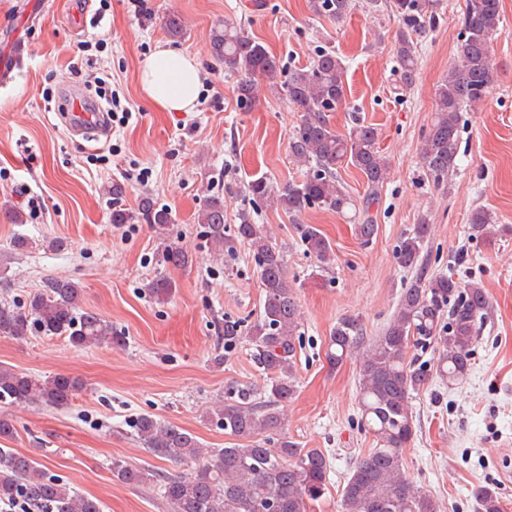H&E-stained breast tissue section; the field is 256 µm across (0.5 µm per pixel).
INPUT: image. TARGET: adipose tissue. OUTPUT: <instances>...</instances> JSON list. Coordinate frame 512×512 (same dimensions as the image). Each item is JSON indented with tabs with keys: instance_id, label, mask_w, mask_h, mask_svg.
I'll return each mask as SVG.
<instances>
[{
	"instance_id": "obj_1",
	"label": "adipose tissue",
	"mask_w": 512,
	"mask_h": 512,
	"mask_svg": "<svg viewBox=\"0 0 512 512\" xmlns=\"http://www.w3.org/2000/svg\"><path fill=\"white\" fill-rule=\"evenodd\" d=\"M139 82L149 99L167 112L193 111L202 90L196 62L163 44L155 48L139 75Z\"/></svg>"
}]
</instances>
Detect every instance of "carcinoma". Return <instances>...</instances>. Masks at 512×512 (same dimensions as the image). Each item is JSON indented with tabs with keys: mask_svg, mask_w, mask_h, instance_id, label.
Wrapping results in <instances>:
<instances>
[{
	"mask_svg": "<svg viewBox=\"0 0 512 512\" xmlns=\"http://www.w3.org/2000/svg\"><path fill=\"white\" fill-rule=\"evenodd\" d=\"M356 0H309L315 16L340 22ZM430 0H393L399 20L395 56L401 88H411L418 73L414 38L426 33L431 17ZM499 0H466L454 65L435 90L434 117L425 133L420 161L436 184L448 180L457 168L459 114L480 103L492 81L491 43L500 31ZM211 51L239 76L240 105H257L256 80L285 96L298 112V125L289 140L294 160L307 166L303 178L275 186L259 177L247 185L253 208L281 210L298 224L304 251L318 262L320 273H329L335 261L330 240L311 224L299 223L307 209L319 207L338 214L367 212L368 202L358 203L338 177L351 166L362 175L370 193L385 179L387 160L378 150L376 128L357 124L346 134L336 131L330 113L344 99L345 65L332 49L318 50L307 68L286 70L281 60L260 41L245 35L241 25L224 20L215 26ZM125 185L112 183V223H144L158 239L167 242L172 214L146 195L136 209L122 207ZM239 223L228 229L224 197H206L198 213L199 236L210 248L232 256L237 246L252 250L263 289L259 314L246 325L224 320V347L249 342L253 357L266 376L264 400L249 386L228 390L224 401L206 414V420L223 429L233 443L205 450L188 430L151 415L130 424L132 436L152 456L186 465L184 475L162 476L149 468H132L112 460V475L134 485H153L170 512H307L319 500L329 480L330 461L320 450L302 448L286 434L281 406L296 392L293 373L297 345L302 340L297 291L288 280L283 252L272 242L267 225L257 224L251 211L243 210ZM467 221L486 240L501 232L491 213L478 207ZM362 242L373 239L378 225L367 217L354 225ZM430 225L420 222L401 238L396 258L401 267L416 271V278L400 294L396 312L383 334L365 343L357 320L343 318L331 330L326 358L331 366L361 353L358 405L361 423L375 438V447L350 470L343 488L341 512H438L434 500L408 480L402 449L413 439L414 420L410 395L435 375L453 385L469 372L470 356L479 325L486 319L490 301L477 282L461 283L442 274L426 277L424 240ZM163 267H185L192 258L169 243L159 254ZM176 284L159 276L149 285L158 302L169 299ZM82 288L68 278H47L24 303L0 300V337L25 339L33 331L63 336L79 349L121 345L123 337L112 323L81 303ZM432 352V361H407L409 350ZM85 383L58 374L35 376L0 365V407L26 403L65 408L78 399ZM478 512H502L497 492L479 485L472 490ZM23 498L48 512H102L100 502L58 478L46 476L42 465L12 448H0V501Z\"/></svg>",
	"mask_w": 512,
	"mask_h": 512,
	"instance_id": "cac0c4a2",
	"label": "carcinoma"
}]
</instances>
